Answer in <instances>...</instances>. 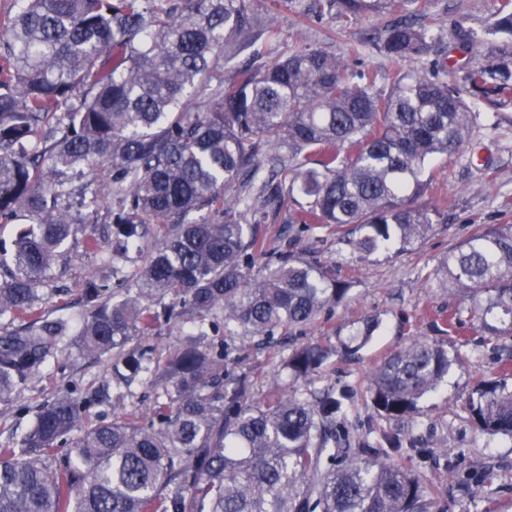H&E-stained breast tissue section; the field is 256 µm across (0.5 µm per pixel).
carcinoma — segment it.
<instances>
[{"label":"carcinoma","instance_id":"cac0c4a2","mask_svg":"<svg viewBox=\"0 0 512 512\" xmlns=\"http://www.w3.org/2000/svg\"><path fill=\"white\" fill-rule=\"evenodd\" d=\"M348 23L399 14L381 35L395 60L441 39L427 0H328ZM256 0H20L0 29V224L28 220L0 257V399L41 376L69 321L38 313L40 289L99 204L96 168L110 166L112 250L157 243L120 296L83 282L82 350L112 356L118 390L146 376L170 395L145 423L121 415L86 429L59 462L58 441L80 427L88 401L64 391L40 410L21 446L0 447V512H425L420 476L396 464L402 440L336 448L348 398L299 392L336 351L353 357L381 329L368 316L336 333L339 347L305 343L282 367L291 386L258 397L239 358L209 330L270 341L314 323L350 282L293 236L272 246L260 210L290 203L304 233L331 227L370 255L424 241L439 223L427 200L429 163L467 142L476 100L512 101V58L397 72L378 89L344 58L307 46L240 66L252 48ZM489 31L512 36V0H497ZM465 51L481 46L460 25ZM232 76L224 78V70ZM471 92L468 100L464 91ZM272 164L261 176L262 158ZM210 218L189 222L193 211ZM486 341L512 337V224L475 225L436 271ZM34 317L20 327L12 319ZM162 321L189 331L161 365L150 337ZM453 363L414 341L369 379L374 407L403 420ZM482 381L462 404L482 432L512 439V385Z\"/></svg>","mask_w":512,"mask_h":512}]
</instances>
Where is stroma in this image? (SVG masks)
<instances>
[{
	"mask_svg": "<svg viewBox=\"0 0 512 512\" xmlns=\"http://www.w3.org/2000/svg\"><path fill=\"white\" fill-rule=\"evenodd\" d=\"M313 3L257 0L256 32L270 58L307 44L342 56L364 32L382 30L391 21L387 15L374 16L345 26L327 9L321 16L309 17ZM428 10L441 27L457 22L486 34L489 44L512 41V36L488 31L493 0H429ZM485 60V49L465 53L444 40L426 55L404 63L369 44L351 65L374 77L381 88L402 69L432 71L450 61L480 65ZM431 171L430 196L442 213L441 222L423 242L405 251L365 255L327 230L302 234L301 247L319 250L324 260L335 264L340 278L351 283L345 299L330 314L292 331L278 345L237 337L229 340L220 330L209 339L229 343L241 359V370L249 373L257 395L262 396L272 384L287 385L281 360L289 347L327 342L339 326L380 316L383 329L359 358L331 357L309 384L315 391L333 388L351 395L349 447L375 441L380 429L413 438L429 449L427 457L413 459L412 465L435 501L449 504L451 512H512V439L482 434L460 419L457 411L479 381L495 377L499 360L512 355V338L493 347L481 344L467 327L451 334L437 332L436 322L447 317L456 300L434 279L441 257L462 242L473 225L512 224V102L481 104L465 146L451 157L434 161ZM67 249L66 263L54 269L52 281L42 291L40 312L51 319L85 316L82 283L88 274L106 278L112 288L120 289L136 268L135 263L111 256L109 249H87L80 238L68 241ZM416 339L439 344L456 359L438 391L419 401L412 419L381 417L366 394L368 376L386 356ZM63 389L89 400V419L94 423L111 421L116 414L141 422L155 403L166 399L163 390L146 381L136 384L132 395L119 396L111 360L85 353L67 337L46 372L0 401V445L15 443L34 423L40 407Z\"/></svg>",
	"mask_w": 512,
	"mask_h": 512,
	"instance_id": "1",
	"label": "stroma"
}]
</instances>
